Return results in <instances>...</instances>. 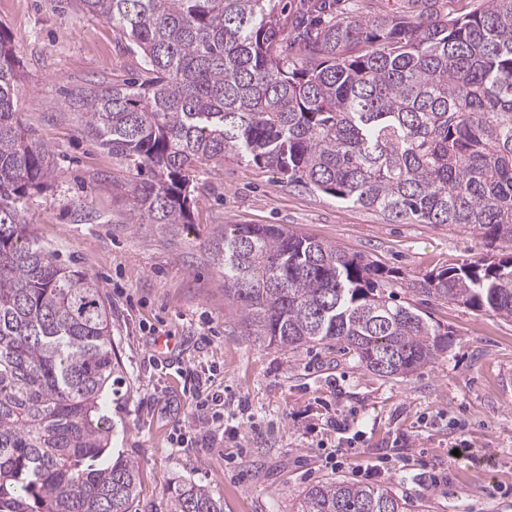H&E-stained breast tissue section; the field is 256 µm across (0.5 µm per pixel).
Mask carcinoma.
<instances>
[{
  "instance_id": "1",
  "label": "carcinoma",
  "mask_w": 512,
  "mask_h": 512,
  "mask_svg": "<svg viewBox=\"0 0 512 512\" xmlns=\"http://www.w3.org/2000/svg\"><path fill=\"white\" fill-rule=\"evenodd\" d=\"M74 3L112 24L149 74L73 102L82 132L126 163L146 223L170 234L192 223L191 173L230 154L392 223L512 240V0L462 18L324 20L287 46L275 0ZM19 67L0 28V512H132L139 466L112 453L102 415L120 379L110 311L18 207L55 169L17 110ZM209 251L247 335L270 346L336 342L392 379L453 343V331L394 298L391 271L333 243L226 224ZM407 288L512 319V256ZM166 492L169 512H224L191 482ZM411 508L389 488L336 480L309 487L298 512Z\"/></svg>"
}]
</instances>
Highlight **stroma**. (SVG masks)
I'll return each instance as SVG.
<instances>
[{
	"label": "stroma",
	"mask_w": 512,
	"mask_h": 512,
	"mask_svg": "<svg viewBox=\"0 0 512 512\" xmlns=\"http://www.w3.org/2000/svg\"><path fill=\"white\" fill-rule=\"evenodd\" d=\"M489 0H333L332 15L463 17ZM16 49L18 110L56 170L23 200L39 238L98 283L112 313L123 382L105 414L112 446L136 461L135 512H169L164 487L187 480L224 512H297L326 480L384 486L425 512H512V320L409 292V280L512 256L464 227L393 224L373 210L288 184L225 157L197 170L192 224L164 234L134 211L125 163L83 136L70 94L140 80V55L70 0H0ZM226 224H278L394 270L393 291L454 331L436 361L386 379L335 344L285 351L247 336L209 258ZM224 397L199 411L198 382ZM467 453L450 456L453 445Z\"/></svg>",
	"instance_id": "obj_1"
}]
</instances>
